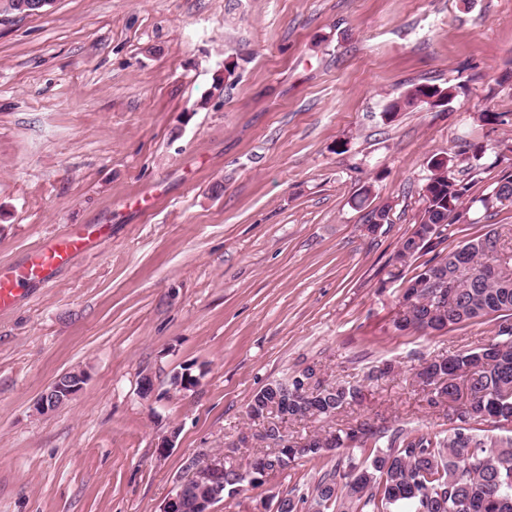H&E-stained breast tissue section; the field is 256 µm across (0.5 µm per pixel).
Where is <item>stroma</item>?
Here are the masks:
<instances>
[{
    "mask_svg": "<svg viewBox=\"0 0 512 512\" xmlns=\"http://www.w3.org/2000/svg\"><path fill=\"white\" fill-rule=\"evenodd\" d=\"M508 70L512 0H53L0 13V263L66 224L112 227L110 245L0 312V512H161L186 459L244 433L242 460L265 452L250 400L309 367L363 398L333 423L288 422L290 441L362 421L448 429L412 370L493 341L497 322L399 331L406 283L388 271L431 157L482 142L498 164L479 192L512 172ZM419 83L464 90L385 120ZM144 191L152 209L137 204ZM382 207L387 224L367 234ZM69 370L86 371L83 391L36 414ZM183 371L197 384L178 392ZM336 456L298 460L213 512H275Z\"/></svg>",
    "mask_w": 512,
    "mask_h": 512,
    "instance_id": "stroma-1",
    "label": "stroma"
}]
</instances>
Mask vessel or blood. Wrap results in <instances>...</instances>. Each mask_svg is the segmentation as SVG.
<instances>
[{"label": "vessel or blood", "mask_w": 512, "mask_h": 512, "mask_svg": "<svg viewBox=\"0 0 512 512\" xmlns=\"http://www.w3.org/2000/svg\"><path fill=\"white\" fill-rule=\"evenodd\" d=\"M104 238L102 230L87 224H73L45 238L22 261L0 264V311L12 308L26 286L52 283L60 268Z\"/></svg>", "instance_id": "vessel-or-blood-1"}]
</instances>
